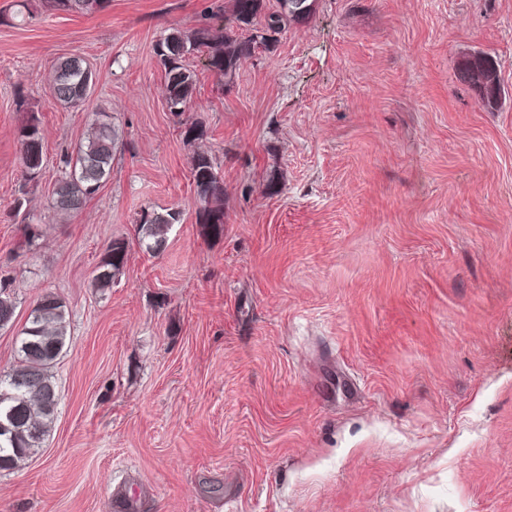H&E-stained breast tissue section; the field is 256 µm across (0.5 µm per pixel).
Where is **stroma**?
<instances>
[{"label":"stroma","instance_id":"1","mask_svg":"<svg viewBox=\"0 0 512 512\" xmlns=\"http://www.w3.org/2000/svg\"><path fill=\"white\" fill-rule=\"evenodd\" d=\"M0 0V280L69 321L41 448L0 472V512H512V0H308L232 79L187 58L170 111L155 45L231 0ZM96 75L82 106L50 73ZM123 142L78 212L60 157L95 111ZM35 116L44 168L25 181ZM201 122L197 146L186 124ZM224 182L196 222L191 157ZM29 203L15 208L14 200ZM177 210L148 252L141 213ZM38 236L23 244V228ZM127 256L94 284L112 240ZM104 0H45L43 6L48 11L60 14L88 11L101 8ZM94 76L89 66L78 57L58 62L51 76V89L56 101L72 107L84 103L93 93ZM20 160L28 181L37 180L44 166L43 136L35 116L19 130ZM192 176L199 207L197 223L211 232L224 231V185L215 172L212 157L206 151H196L192 156Z\"/></svg>","mask_w":512,"mask_h":512}]
</instances>
